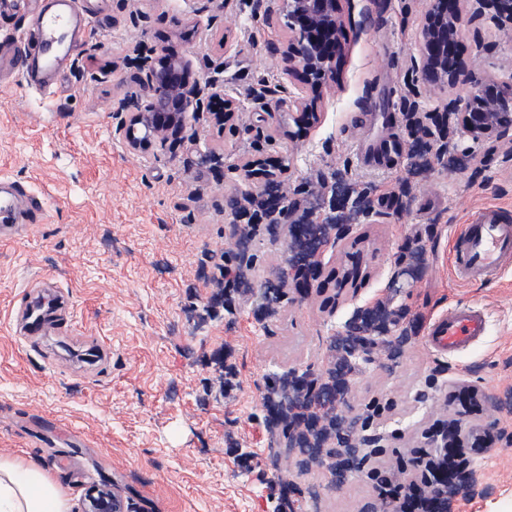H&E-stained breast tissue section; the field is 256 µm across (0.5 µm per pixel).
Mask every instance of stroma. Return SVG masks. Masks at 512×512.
Instances as JSON below:
<instances>
[{
    "label": "stroma",
    "instance_id": "stroma-1",
    "mask_svg": "<svg viewBox=\"0 0 512 512\" xmlns=\"http://www.w3.org/2000/svg\"><path fill=\"white\" fill-rule=\"evenodd\" d=\"M264 3L268 23L246 0H81L100 25L60 60L54 97L0 73V191L45 202L0 239V456L37 462L70 512L103 484L127 512H356L380 492L378 471L409 461L444 388L464 382L481 395L470 420L494 437L474 457L484 492L458 497L454 512H512V262L467 280L450 263L462 225L490 208L512 220V139L472 143L457 114L434 126L480 78L512 87V36L466 0L465 74L451 88L415 86L427 0H344L340 88L317 98L314 126L282 107L263 133L256 88L299 84L268 48L288 39L282 4ZM163 49L237 110L221 128L200 106L173 152L143 153L113 134L112 111L136 90L134 62ZM255 157L289 164L297 216L318 223L366 199L354 239L321 254L328 274L350 268L348 253L363 259L359 291L345 289L335 312L316 294L272 299L291 257L284 225L251 227L253 264L225 284L232 214L260 191L235 166ZM41 281L69 302L75 337L21 347V304ZM378 302L403 343L373 363L343 359L335 337ZM475 302L485 336L455 354L426 347L439 315ZM292 370L318 383L298 428L333 418L389 435L374 471L334 477L332 436L313 455L289 446L267 394Z\"/></svg>",
    "mask_w": 512,
    "mask_h": 512
}]
</instances>
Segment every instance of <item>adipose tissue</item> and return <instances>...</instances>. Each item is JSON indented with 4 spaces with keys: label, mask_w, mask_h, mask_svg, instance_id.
<instances>
[{
    "label": "adipose tissue",
    "mask_w": 512,
    "mask_h": 512,
    "mask_svg": "<svg viewBox=\"0 0 512 512\" xmlns=\"http://www.w3.org/2000/svg\"><path fill=\"white\" fill-rule=\"evenodd\" d=\"M66 493L45 472L8 456L0 457V512H69Z\"/></svg>",
    "instance_id": "1"
}]
</instances>
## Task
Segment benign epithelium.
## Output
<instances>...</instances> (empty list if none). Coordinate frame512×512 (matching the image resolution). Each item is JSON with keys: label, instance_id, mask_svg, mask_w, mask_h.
<instances>
[{"label": "benign epithelium", "instance_id": "benign-epithelium-1", "mask_svg": "<svg viewBox=\"0 0 512 512\" xmlns=\"http://www.w3.org/2000/svg\"><path fill=\"white\" fill-rule=\"evenodd\" d=\"M342 0H284L283 9L288 18V29L295 42L283 47L272 45L273 53H283L288 62L304 72L307 84L315 90L326 88L338 81L333 64L345 52L341 40L344 26ZM464 0H429L426 22L422 30L420 64L415 67L416 81L429 86L457 83L460 67L452 61L453 50L463 35ZM478 12L493 11V19L503 32L512 30V0H475ZM138 90L126 96L115 109L114 134L122 137L133 150L166 149L182 139L184 118L196 106L204 89L190 80L189 64L183 60L161 55L156 64L149 66L146 76L132 74ZM210 96L220 102V111L214 113L221 123L229 121L236 112V103L215 91ZM296 110L297 123L309 125L317 120L312 103L304 89L276 99ZM447 110L463 113V133L473 143L503 139L512 131V122H505L502 114L512 110V89L504 90L485 80L464 98L448 103ZM246 180L257 179L267 192L266 208L259 219L269 224H285L290 207L283 198L285 174L289 165L280 159H248L235 166ZM350 224H295L289 226L291 246L296 249L282 287L294 286L308 291L311 282L321 274L319 250L327 245L336 246L352 233ZM382 341L366 336L346 339L345 353L358 355L365 361L374 360ZM492 437L491 427L473 428L464 418L443 410L441 430L426 438L427 452L415 461L417 490L402 508L397 501L382 492L365 502L357 512H449L448 504L457 493L470 488L475 481L472 462L459 455L458 448L466 442L478 451ZM336 470H362L374 455L360 456L355 447L344 449L341 455L331 454ZM83 512H121L118 500L108 491H92L83 503Z\"/></svg>", "mask_w": 512, "mask_h": 512}]
</instances>
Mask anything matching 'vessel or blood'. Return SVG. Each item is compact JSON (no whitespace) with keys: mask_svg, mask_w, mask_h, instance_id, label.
Wrapping results in <instances>:
<instances>
[{"mask_svg":"<svg viewBox=\"0 0 512 512\" xmlns=\"http://www.w3.org/2000/svg\"><path fill=\"white\" fill-rule=\"evenodd\" d=\"M93 21L81 7L80 0H50L47 7L34 10L26 29L10 34L8 54L0 55V67H8L28 76L50 70L51 58L32 59L25 45L39 43L51 51L63 44L74 31L91 30ZM512 258V222L500 219L493 210L465 226L456 238L452 265L457 277L469 279L497 274L505 260ZM486 332V316L481 305L470 304L449 309L436 319L429 330L428 347L448 353L467 349Z\"/></svg>","mask_w":512,"mask_h":512,"instance_id":"1","label":"vessel or blood"}]
</instances>
